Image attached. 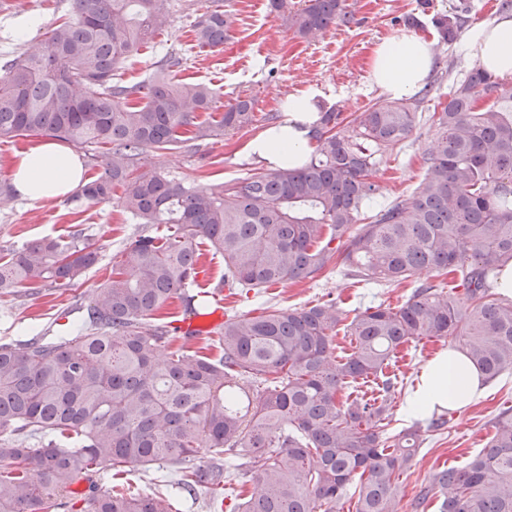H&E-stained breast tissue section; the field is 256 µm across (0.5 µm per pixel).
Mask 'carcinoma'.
<instances>
[{
	"mask_svg": "<svg viewBox=\"0 0 512 512\" xmlns=\"http://www.w3.org/2000/svg\"><path fill=\"white\" fill-rule=\"evenodd\" d=\"M44 43L0 65V138L45 134L77 147L107 145L103 171L81 192L121 204L139 234L119 271L83 308L76 335L0 342V512H48L52 500L88 482L79 512H172L171 495L102 487V470L181 466L176 489L235 480L244 456L252 486L231 512H340L351 484L352 512H398L400 477L412 467L421 434L448 424L432 413L393 443L385 437L398 392L389 366L404 345L451 339L489 380L512 373V302L492 297L512 262V91L474 67L431 115L437 140L430 172L405 199L359 223L375 198L376 155L402 148L417 126L416 106L377 102L349 122L320 114L314 156L299 167L257 171L199 189L161 172L140 171L148 149L171 150L222 137L254 121V100L238 97L220 119L205 84L171 77L182 58L169 54L147 81L128 86L120 65L169 24L166 0H69ZM289 30L306 37L347 26L344 0H271ZM466 10L437 21L455 40ZM230 16L216 5L195 17L197 46L224 44ZM166 225L155 237L147 230ZM208 240L224 256V285L261 298L299 282L336 258L347 275L400 285L416 271L459 276L462 292L417 286L397 307L379 305L345 322L336 300L308 309L270 300L260 314L231 315L216 358L189 341L160 356L170 330L160 311L177 297L194 314L205 301L190 292ZM83 232L44 237L0 263V294L16 288L70 287L98 260ZM344 325L352 352L332 354ZM377 383L367 396L356 384ZM211 462H196L201 455ZM512 512V415L492 422L484 448L462 466L432 473L414 512Z\"/></svg>",
	"mask_w": 512,
	"mask_h": 512,
	"instance_id": "obj_1",
	"label": "carcinoma"
}]
</instances>
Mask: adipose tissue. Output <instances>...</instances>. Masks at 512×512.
<instances>
[{"mask_svg":"<svg viewBox=\"0 0 512 512\" xmlns=\"http://www.w3.org/2000/svg\"><path fill=\"white\" fill-rule=\"evenodd\" d=\"M468 53L489 73L512 79V11L470 29L464 38ZM434 68L429 44L409 32H398L376 45L369 60L370 83L383 96L400 100L423 88ZM283 125L246 145L247 153L272 167L301 165L310 157L309 129L317 119L318 93L309 89L290 95L281 106ZM82 164L71 149L55 143L24 154L12 173L22 198L40 203L67 194L82 183ZM485 393L483 375L464 352L451 347L425 367L407 400L411 417H427L435 408L463 410Z\"/></svg>","mask_w":512,"mask_h":512,"instance_id":"1","label":"adipose tissue"}]
</instances>
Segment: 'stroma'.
I'll return each instance as SVG.
<instances>
[{
    "instance_id": "35a3bbf8",
    "label": "stroma",
    "mask_w": 512,
    "mask_h": 512,
    "mask_svg": "<svg viewBox=\"0 0 512 512\" xmlns=\"http://www.w3.org/2000/svg\"><path fill=\"white\" fill-rule=\"evenodd\" d=\"M502 0H345L353 16L349 26L301 38L289 30L283 15L272 12L269 0H222L232 25L222 46L201 49L195 46L192 22L212 0H167L170 26L159 34L152 47L141 49L127 59L120 71L127 84L152 76L160 57L176 53L183 65L177 73L183 80L204 83L218 94V109H227L236 97L254 99L255 120L240 130L218 139L175 150L146 151L138 167L158 170L197 187L217 186L244 178L263 163L247 157L246 144L266 131L269 116L279 114L282 101L308 88L319 94L321 106L336 107L352 118L381 96L368 79L371 52L379 42L402 30L430 42L434 68L429 84L431 95L419 103L421 114L412 136L402 149L378 157L373 180L378 194L369 211L411 194L424 180L432 154L436 130L427 116L441 95L463 81L475 67L463 39L443 44L432 25L434 15L460 4H468L469 25L491 21L500 14ZM66 0H0V56L16 55L43 35L56 19L66 14ZM82 231L99 248L97 263L73 287L38 295L28 289L0 296V341L26 340L34 336L55 337L60 331L55 320L62 311L88 304L95 288L112 276L138 226L121 205L119 196L105 202H91L70 193L42 203H31L17 193L0 195V257H8L29 241L44 237H68ZM421 283H441L452 287V275L434 271L416 272L400 288L353 283L340 267H329L314 279L288 286L269 288V297L298 309L335 298L346 317L369 306H397ZM447 340L408 344L399 370L403 390L390 410L388 436L412 425L406 411L407 392L419 380L424 365L447 350ZM487 392L465 410L450 411L444 430L428 432L407 473L400 493L399 512H410L409 503L429 476L443 465H460L485 444L493 419L512 410V373L488 381ZM178 478L175 468L164 466L150 471L130 469L116 476V483L140 493L169 491Z\"/></svg>"
}]
</instances>
